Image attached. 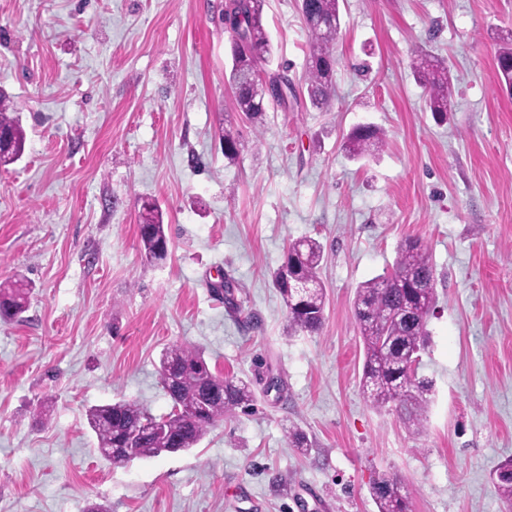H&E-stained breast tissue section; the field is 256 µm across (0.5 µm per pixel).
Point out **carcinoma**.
<instances>
[{
	"label": "carcinoma",
	"mask_w": 512,
	"mask_h": 512,
	"mask_svg": "<svg viewBox=\"0 0 512 512\" xmlns=\"http://www.w3.org/2000/svg\"><path fill=\"white\" fill-rule=\"evenodd\" d=\"M265 0H241L225 26L231 37L232 66L229 82L236 94L239 111L254 124L264 122L267 102L253 90L250 78L258 63L270 54V43L262 23ZM299 10L310 33L311 43L304 81L310 105L327 107L334 90L333 62L340 30V0H300ZM499 77L512 87V31L499 37L496 56ZM413 71L427 89L426 107L435 121L448 122L454 111L448 67L427 51H415ZM0 127L11 134V148L0 156V165L16 162L24 152L25 131L12 115L9 97L0 92ZM385 134L372 126H357L343 136V146L354 158L382 151ZM224 158L234 161L242 143L226 129ZM138 225L140 251L146 261L160 263L168 256V237L159 221L158 207L141 204ZM324 247L315 238L288 245L284 262L272 273V284L281 294L288 312V328L294 332L317 333L325 321V289L318 277ZM436 270L426 245L418 239L401 243L391 270L361 282L355 290L354 315L364 347L361 385L366 401L376 409L392 407L407 429L418 434L432 392V384L410 370L413 359L425 350L426 324L436 304ZM30 288L19 280L0 285V322H11L26 309ZM168 371L163 388L172 402L169 413L155 416L139 404L120 400L97 405L86 411L95 433L98 450L120 447L129 435L139 432L135 451L112 454L114 465L176 453L196 447L224 416L252 410L255 401L251 383L213 373L202 352L193 347H168L160 358L159 371ZM159 422L162 431L149 425ZM500 498L512 507V458L495 470ZM372 494L378 512H412V504L400 480L381 474L373 479Z\"/></svg>",
	"instance_id": "cac0c4a2"
}]
</instances>
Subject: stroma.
<instances>
[{"label": "stroma", "instance_id": "1", "mask_svg": "<svg viewBox=\"0 0 512 512\" xmlns=\"http://www.w3.org/2000/svg\"><path fill=\"white\" fill-rule=\"evenodd\" d=\"M224 2L0 0V89L26 132L22 159L0 167V284L32 286L0 323V512H377L382 473L413 512H505L493 473L512 457V95L495 55L512 0H344L321 111L302 93L297 0H265L259 69H286L296 92L259 127L228 81ZM420 47L452 75L447 123L424 110ZM362 124L386 144L354 161L341 138ZM228 128L243 145L232 162ZM146 198L167 228L158 264L140 254ZM303 237L325 251L317 334L289 331L271 282ZM409 237L437 276L417 435L366 402L353 314L357 285ZM176 344L249 380L253 411L191 450L112 465L87 409L168 413L158 364Z\"/></svg>", "mask_w": 512, "mask_h": 512}]
</instances>
